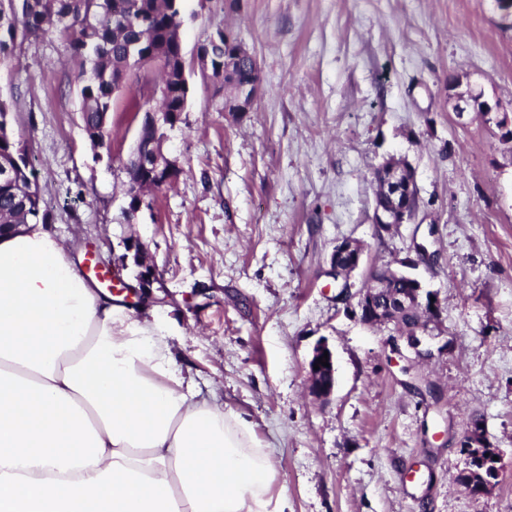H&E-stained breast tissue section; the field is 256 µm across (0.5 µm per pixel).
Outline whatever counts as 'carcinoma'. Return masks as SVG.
I'll return each instance as SVG.
<instances>
[{"mask_svg": "<svg viewBox=\"0 0 512 512\" xmlns=\"http://www.w3.org/2000/svg\"><path fill=\"white\" fill-rule=\"evenodd\" d=\"M181 27V0H0V66L12 61L20 41L55 33L71 54L88 64L80 88L84 129L93 145L107 147L106 117L120 73L131 76L132 60L164 62L170 72L159 110H186L188 87L179 73ZM19 144L8 127L7 107L0 102V167L12 168L9 179L0 178V224H45L47 213L26 157L12 162ZM492 453L485 444L470 449L469 468L457 476V483L470 491L480 485L489 474L486 462Z\"/></svg>", "mask_w": 512, "mask_h": 512, "instance_id": "1", "label": "carcinoma"}]
</instances>
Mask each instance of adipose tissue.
Here are the masks:
<instances>
[{
    "label": "adipose tissue",
    "mask_w": 512,
    "mask_h": 512,
    "mask_svg": "<svg viewBox=\"0 0 512 512\" xmlns=\"http://www.w3.org/2000/svg\"><path fill=\"white\" fill-rule=\"evenodd\" d=\"M273 451L63 242L0 233V512H288Z\"/></svg>",
    "instance_id": "ef3b65f1"
}]
</instances>
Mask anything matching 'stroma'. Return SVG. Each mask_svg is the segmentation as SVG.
<instances>
[{"instance_id":"1","label":"stroma","mask_w":512,"mask_h":512,"mask_svg":"<svg viewBox=\"0 0 512 512\" xmlns=\"http://www.w3.org/2000/svg\"><path fill=\"white\" fill-rule=\"evenodd\" d=\"M182 19L186 61L231 27L262 92L228 112L223 84L192 73L166 142L180 172L131 218L124 165L157 65L114 95L106 149L84 130L82 62L53 33L0 66L58 238L134 288L127 245H145L156 281L134 315L205 394L250 415L293 512H512V142L448 95L465 79L512 105V28L491 0H182ZM389 158L412 168L420 210L387 233L374 170ZM345 239L364 249L357 288L368 268L415 261L446 351L394 354L393 327L360 322L328 274ZM320 343L336 360L326 400L308 391ZM474 415L499 468L480 494L456 482Z\"/></svg>"}]
</instances>
